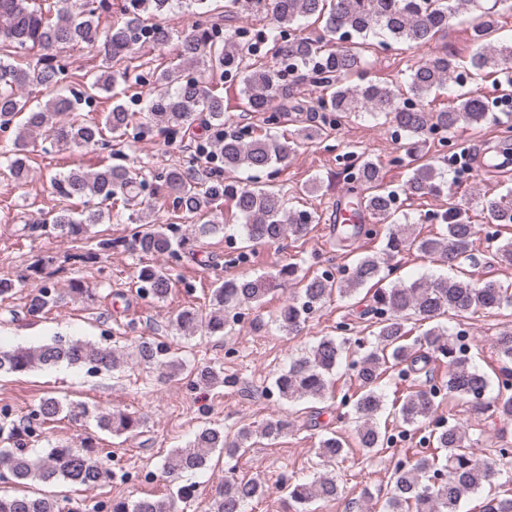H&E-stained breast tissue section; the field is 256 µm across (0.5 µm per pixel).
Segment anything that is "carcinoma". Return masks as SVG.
Instances as JSON below:
<instances>
[{
	"label": "carcinoma",
	"instance_id": "carcinoma-1",
	"mask_svg": "<svg viewBox=\"0 0 512 512\" xmlns=\"http://www.w3.org/2000/svg\"><path fill=\"white\" fill-rule=\"evenodd\" d=\"M210 0H126L122 21L99 28V14L110 9L107 0H61L42 5L36 0H0V128L14 127L12 143L0 147V178L14 184L26 181L30 172V145L41 136L55 144L82 150L92 146H116L112 155H121L117 146L133 127L136 112L123 103H114L99 121L83 117L85 107L100 94H112L131 79L135 46L150 43L158 48L175 45L177 63L153 72L154 87L145 99L148 129L175 135L201 121L214 131L226 123L224 96L210 89L202 76L206 72L235 74L239 79L243 111L264 115V124L273 127L286 112H305L320 129L336 130L346 118L362 113L381 117L400 131L403 153L395 162L408 167L406 181L398 188L383 184L380 165L367 155L350 151L338 176L343 181L346 209L357 218L367 213L374 223L347 221L338 228V238L348 243L360 237L383 236V254L358 257L341 277L327 273L299 276L298 266L289 263L277 273L252 277L242 275L224 280L212 290L207 313L187 306L168 321V327L190 338L203 331L223 335L229 314L241 318L243 310L256 307L274 291L277 283L299 280L300 296L279 310L280 327L293 331L333 296H346L371 284L374 290L367 314L375 326L371 348L358 359H349L346 340L325 336L307 354L290 361L273 383L278 397L287 402L307 399L324 402L334 397L336 369L348 362L356 390L348 397L357 427L355 441L367 454L393 442L389 424L379 425L384 411L382 387L393 374L418 371L426 355L448 364V375L427 390L405 395L393 405L395 428L414 427L430 420L438 395L463 400L472 409L491 408L507 425L512 424V330L496 340L503 362L502 387L486 400L489 379L460 350L454 334L436 324L413 338L407 322L431 323L451 314L460 320L478 311L491 313L512 306V287L489 279L479 284L459 278L414 280L382 287L383 256L415 250L449 266L476 262L477 244L493 243L494 260L512 266V237L501 239V228L512 226V195L485 201L488 226L463 219L457 205L442 216V230L423 236L407 222L399 199H414L441 189L442 171L437 159L424 153L434 135H453L460 126L479 128L494 120L489 97L468 89L473 82L492 79L493 87L506 92L512 88V40L494 39L499 18L512 11V0H493L472 26L476 46L469 64L461 65L448 52H439L417 64L406 76L408 97L402 98L388 85L368 82L353 85L350 78L366 65L364 52L375 45L385 49L391 43L419 48L432 42L448 28V19L477 7L479 0H230L237 13L268 21L259 43H250L237 27L226 33L208 20ZM182 8L197 17L188 30L178 32L161 22L163 15ZM84 44L101 57L102 69L90 75L84 90L62 87L65 64L58 52ZM23 50L38 55L34 66L10 61ZM271 55L270 64L249 68L246 56ZM298 80H308L322 89L313 104L291 96ZM447 85L457 87L448 106L428 109V95ZM44 93L45 101L31 104L33 90ZM312 130L302 129L291 137L279 138L268 132L248 137L225 136L213 144L208 159L219 161L224 176L203 178L187 171L179 162L157 174L152 196L158 205L182 214L192 229L179 224L147 221L136 225L129 239L100 240L88 246L91 228L112 219L120 220L122 210L142 204L147 182L142 168L135 165L102 164L94 171L73 169L51 178L56 195L68 202L38 224L46 234L65 239L75 251L65 257L72 264L94 263L119 246L153 259L179 257L195 250L204 238L224 231V206L240 221L244 242L251 246L278 244L287 236L305 237L321 216L308 210L286 207L284 195L268 183L242 182L234 174L241 171L264 173L267 178L288 166L299 144L310 139ZM122 209L115 210L116 205ZM47 283L27 302L33 317L56 306L63 295ZM137 292L157 301L167 298L172 288L170 274L162 266L146 264L136 276ZM138 363L166 378L185 373L194 386L217 387L230 383L224 372L210 365L187 369L183 359L162 344L140 337L132 346ZM66 364L91 372H120L127 358L116 350L80 339H55L33 347H0V375L23 374L34 369ZM36 416L44 423L68 418L75 422L94 420L109 435L134 436L144 421L121 410L102 411L81 400L47 395L40 399ZM285 418H270L256 429L242 428L230 436L224 429L206 423L199 427L184 448L172 450L164 470L179 476L206 468L212 453L224 451L227 475L224 486L211 499L205 512H245V504L264 493L257 478L236 476L235 461L252 446V439H278L290 427ZM425 441L434 452L398 466L393 486L385 501V512H459L462 499L493 483L499 471L498 457H479L467 429L457 423L440 421L428 431ZM350 442L333 431L324 435L317 454L327 464L347 454ZM111 452L93 442L75 448L57 443L42 455L0 448V470L11 482L24 487L31 482L66 483L91 487L109 475L106 462ZM295 512H310L308 505L331 501L341 493L336 475L327 470L312 480L286 484ZM196 497V486L181 485L161 499L144 497L135 501L114 500L111 512H182L181 504ZM0 512H76L61 506L52 495H30L22 490L0 494ZM482 512H512V491L489 496Z\"/></svg>",
	"mask_w": 512,
	"mask_h": 512
}]
</instances>
